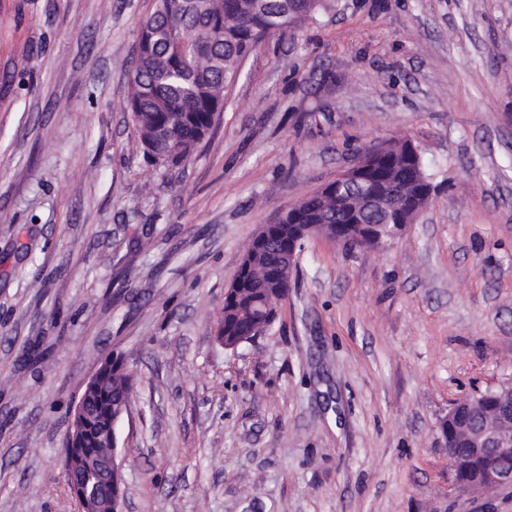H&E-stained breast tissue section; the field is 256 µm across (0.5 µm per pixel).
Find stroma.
I'll return each mask as SVG.
<instances>
[{
	"instance_id": "stroma-1",
	"label": "stroma",
	"mask_w": 512,
	"mask_h": 512,
	"mask_svg": "<svg viewBox=\"0 0 512 512\" xmlns=\"http://www.w3.org/2000/svg\"><path fill=\"white\" fill-rule=\"evenodd\" d=\"M153 9L0 0V512H79L64 439L111 354L127 512H512L457 488L440 432L512 383V0H331L168 170L126 108ZM394 140L427 208L376 250L306 239L276 322L224 350L261 227ZM98 377V371H96L85 383L84 391L79 398V400L76 402V404L73 407V411L71 414V427L68 432V437L66 436L65 439V463H64V478L66 480V474L70 471H72L71 467L69 466V458L72 453V446L74 444V436H73V430L76 429L77 423L82 419L84 413H85V391L93 386L97 380Z\"/></svg>"
}]
</instances>
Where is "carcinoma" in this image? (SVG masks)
<instances>
[{
  "label": "carcinoma",
  "mask_w": 512,
  "mask_h": 512,
  "mask_svg": "<svg viewBox=\"0 0 512 512\" xmlns=\"http://www.w3.org/2000/svg\"><path fill=\"white\" fill-rule=\"evenodd\" d=\"M326 0H156L140 32L150 48L137 52L127 108L155 165L179 166L213 131L224 109V89L241 61L267 37L316 19ZM317 224H344L347 212L315 191L300 205ZM288 294L260 272L247 274L226 305L218 340L236 345L260 321L269 328ZM133 395L123 366L112 365L90 403L86 447L102 452L112 429V409Z\"/></svg>",
  "instance_id": "cac0c4a2"
}]
</instances>
